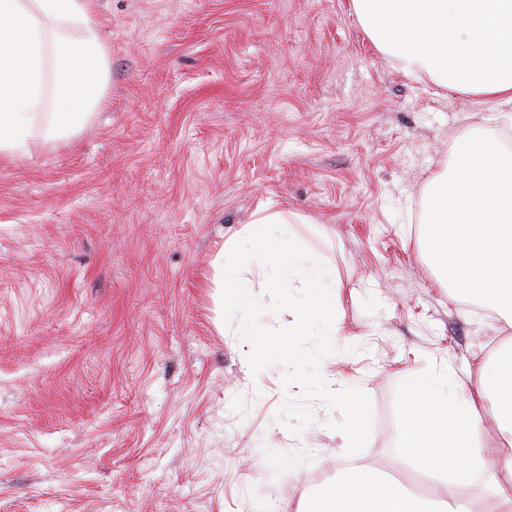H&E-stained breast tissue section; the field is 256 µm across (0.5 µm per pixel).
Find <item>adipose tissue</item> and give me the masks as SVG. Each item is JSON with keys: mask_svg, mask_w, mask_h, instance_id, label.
<instances>
[{"mask_svg": "<svg viewBox=\"0 0 512 512\" xmlns=\"http://www.w3.org/2000/svg\"><path fill=\"white\" fill-rule=\"evenodd\" d=\"M380 51L424 74L512 106V0H353ZM53 109L40 111L47 67ZM108 55L88 0H0V154L31 133L75 134L106 97ZM349 442L351 465L324 483L307 512H512V343L478 360L467 380L450 368L414 380L405 397L404 453L444 474L432 495L380 478Z\"/></svg>", "mask_w": 512, "mask_h": 512, "instance_id": "adipose-tissue-1", "label": "adipose tissue"}]
</instances>
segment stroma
Wrapping results in <instances>:
<instances>
[{
  "instance_id": "obj_1",
  "label": "stroma",
  "mask_w": 512,
  "mask_h": 512,
  "mask_svg": "<svg viewBox=\"0 0 512 512\" xmlns=\"http://www.w3.org/2000/svg\"><path fill=\"white\" fill-rule=\"evenodd\" d=\"M107 103L0 156V512H295L351 456L299 387L217 329L212 262L261 207L336 271L329 389L370 398L364 450L402 460L404 396L466 376L512 326L440 286L421 205L456 141L512 130L481 96L402 71L351 0H90Z\"/></svg>"
}]
</instances>
